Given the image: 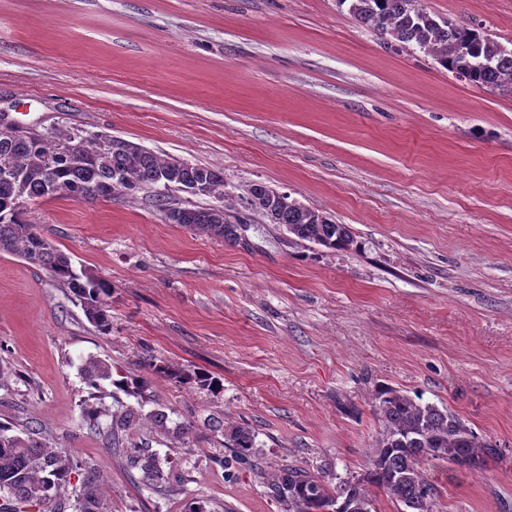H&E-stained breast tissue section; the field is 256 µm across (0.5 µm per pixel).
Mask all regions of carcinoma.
<instances>
[{
	"label": "carcinoma",
	"mask_w": 512,
	"mask_h": 512,
	"mask_svg": "<svg viewBox=\"0 0 512 512\" xmlns=\"http://www.w3.org/2000/svg\"><path fill=\"white\" fill-rule=\"evenodd\" d=\"M360 23L372 27L389 41L414 44L432 56L460 80L512 95V51L501 46L480 25L440 21L424 9L420 0H338ZM9 175L0 173V255L17 256L69 290L84 315L102 334L112 330L107 297L111 287L101 278L75 271L70 255L39 235L35 225L22 220L21 204L31 200L67 197L96 200L119 193L147 190L157 209L166 214L173 192H186L197 184L206 196L224 201V172L193 165L174 156H160L121 138L98 132L82 133L54 127L42 134L0 131V163ZM255 196L264 199L256 207ZM243 203L271 224L286 227L297 238L333 250H346L354 238L345 224H338L317 210L289 200L263 184L247 189ZM228 243L238 240V224L211 207L178 208L172 219ZM87 386L100 390L110 382L129 396L140 397L148 387L146 376L112 378V366L89 357L80 368ZM149 374L176 383H194L210 390L219 384L207 375L189 372L166 361L152 360ZM372 413L380 431L369 452L363 476L331 483L299 465H285L266 474L268 494L284 506V512H324L338 505L344 512H372L369 488L375 487L396 506V512H440L437 489L428 481L422 466L430 461H450L464 469H477L498 448L482 441L457 415L441 410L422 397L391 387L378 389L372 397ZM161 409L148 412L127 406L112 416L109 436L114 444L120 433L141 426L161 436L182 439L189 427L168 426ZM14 425L0 422V499L10 506H34L38 512H109L101 487L105 480L93 473L82 480L73 496L66 495L72 475L83 462L70 454L66 459L39 441L12 434ZM229 447L249 464L256 456V436L244 424L228 425ZM130 469L139 484L150 488L163 483L168 457L126 449Z\"/></svg>",
	"instance_id": "obj_1"
}]
</instances>
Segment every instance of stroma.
Here are the masks:
<instances>
[{
  "label": "stroma",
  "mask_w": 512,
  "mask_h": 512,
  "mask_svg": "<svg viewBox=\"0 0 512 512\" xmlns=\"http://www.w3.org/2000/svg\"><path fill=\"white\" fill-rule=\"evenodd\" d=\"M512 49V0H422ZM0 109L24 125L102 132L222 170L228 244L169 223L145 191L39 199L26 222L112 286L100 334L45 272L0 256V421L31 426L107 481L111 512H282L224 435L248 424L274 470L358 476L377 385L459 415L500 454L425 463L443 512H512V96L456 79L337 0H0ZM260 183L347 225L359 247L302 241L243 208ZM91 356L145 374L162 359L220 380L152 378L186 440L138 488L101 425L131 398L89 389Z\"/></svg>",
  "instance_id": "35a3bbf8"
}]
</instances>
